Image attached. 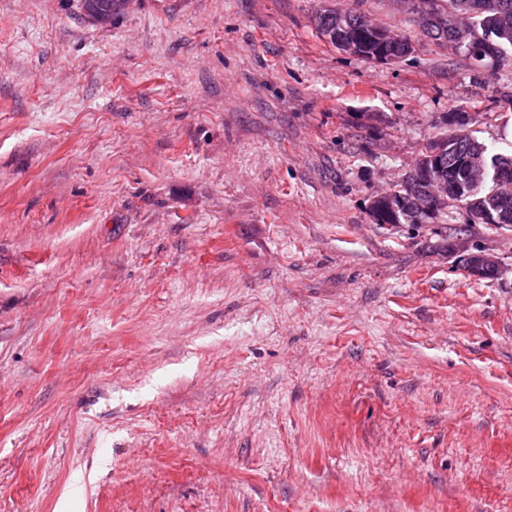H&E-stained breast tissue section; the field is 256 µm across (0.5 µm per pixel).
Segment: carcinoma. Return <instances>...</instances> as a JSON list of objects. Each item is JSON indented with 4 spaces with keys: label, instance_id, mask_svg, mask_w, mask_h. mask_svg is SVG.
Masks as SVG:
<instances>
[{
    "label": "carcinoma",
    "instance_id": "carcinoma-1",
    "mask_svg": "<svg viewBox=\"0 0 512 512\" xmlns=\"http://www.w3.org/2000/svg\"><path fill=\"white\" fill-rule=\"evenodd\" d=\"M432 8L442 13L459 12L467 15L470 30V39L475 43H490L499 56L497 65L512 61V0H488L493 7L482 11L468 14L467 6L471 0H448V6L440 9L435 2ZM83 4L98 12L99 25L112 24V6L116 0H83ZM316 23L318 30L327 37L331 43H336V38L352 40L358 44L357 54L371 61L381 57H396L403 59L407 56L411 42L408 37L401 34L386 32L382 40L375 38V28L364 15L357 11L349 13V17L337 24L336 10L325 9L317 14ZM420 35L448 49L451 54H461L472 61L475 71L485 69V65L471 55L466 48H461L451 42L450 39H443L436 35L433 24H419ZM466 141H472L476 146L482 148L483 154L489 165L490 175L470 193H462L459 196H448V199L465 205V211L479 214L486 207L499 198L496 179L493 176L500 164H512V145L507 150H493L473 134H452L447 138L438 141L429 147V152L423 156L427 165H432V151L442 149L448 155V183L454 185L463 181L461 167L459 165L461 146Z\"/></svg>",
    "mask_w": 512,
    "mask_h": 512
}]
</instances>
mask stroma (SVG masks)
Listing matches in <instances>:
<instances>
[{"label": "stroma", "mask_w": 512, "mask_h": 512, "mask_svg": "<svg viewBox=\"0 0 512 512\" xmlns=\"http://www.w3.org/2000/svg\"><path fill=\"white\" fill-rule=\"evenodd\" d=\"M504 91L411 0H0V512H512V224L369 213ZM336 14L340 17L341 11L337 9H324L316 16L318 30L322 35L336 46V32L344 40H352L358 44L357 54L371 61L390 65L397 62V58L407 56L411 42L408 37L401 34H391L388 29L374 24V28L364 15L357 11H351L349 17L337 24ZM375 29L383 30L386 36L382 40L375 38ZM393 56V57H391ZM387 57V58H386ZM396 57V58H395ZM420 27V34L429 39L432 42H435L437 45L448 49V52L451 54H462L466 58L472 61L473 65L476 67L475 71L480 73V70H486L488 69L485 67V65L479 61L477 58H475L473 55H471L468 50L463 47H459L451 42L450 39H442L439 36H435L434 33H436V30L431 29V27L436 28V25L433 23H428V25L423 24L422 22L419 23ZM452 252L458 255L459 262L463 263L472 277L493 278L503 272V268L497 258L485 252H471L468 244L463 240H457L452 246Z\"/></svg>", "instance_id": "obj_1"}]
</instances>
